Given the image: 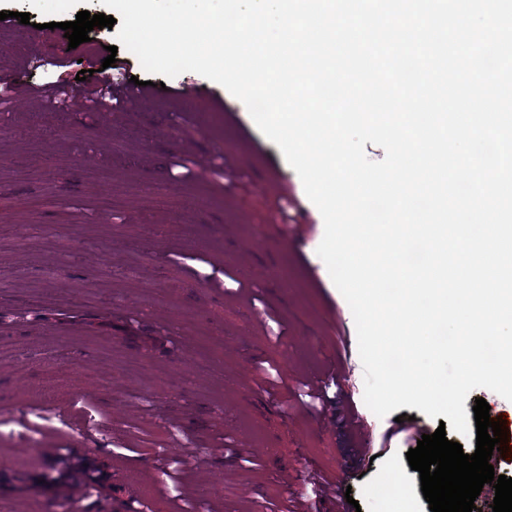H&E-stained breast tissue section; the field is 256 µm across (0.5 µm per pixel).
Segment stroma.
Wrapping results in <instances>:
<instances>
[{"label":"stroma","instance_id":"obj_1","mask_svg":"<svg viewBox=\"0 0 512 512\" xmlns=\"http://www.w3.org/2000/svg\"><path fill=\"white\" fill-rule=\"evenodd\" d=\"M101 0H0L30 16L0 30V77L40 93L55 81L164 83L116 112L45 100L0 106V502L10 512H270L322 487L361 512H430L406 454L439 419L356 459L364 422L352 312L316 249L319 210L246 106L195 72L144 71L115 31L69 48L60 25ZM122 67H103L107 47ZM92 77L78 80L82 70ZM222 157L224 174L179 161ZM239 286L195 277L206 264ZM274 308L282 336L256 316ZM208 367H195L198 358ZM334 375L322 415L255 381ZM47 407L34 444L26 409Z\"/></svg>","mask_w":512,"mask_h":512}]
</instances>
